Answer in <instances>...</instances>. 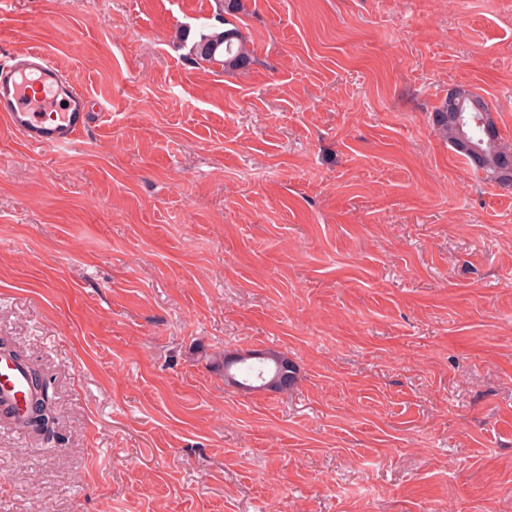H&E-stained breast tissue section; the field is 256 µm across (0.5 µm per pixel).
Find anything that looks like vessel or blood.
Masks as SVG:
<instances>
[{"label": "vessel or blood", "instance_id": "1", "mask_svg": "<svg viewBox=\"0 0 512 512\" xmlns=\"http://www.w3.org/2000/svg\"><path fill=\"white\" fill-rule=\"evenodd\" d=\"M63 108H56V101ZM95 115L91 100L40 48L0 68V118L36 148L72 145ZM33 388L27 368L0 353V405L23 410Z\"/></svg>", "mask_w": 512, "mask_h": 512}]
</instances>
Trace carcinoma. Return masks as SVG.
Instances as JSON below:
<instances>
[{
	"label": "carcinoma",
	"mask_w": 512,
	"mask_h": 512,
	"mask_svg": "<svg viewBox=\"0 0 512 512\" xmlns=\"http://www.w3.org/2000/svg\"><path fill=\"white\" fill-rule=\"evenodd\" d=\"M219 22L225 28L202 27L194 33L189 27L180 30L182 42L192 40V60L219 65L224 70L247 67L251 57L239 29L229 26L224 17L219 18ZM455 97L461 105L460 111L442 105L435 117L438 129L474 169L485 172L487 177L501 185H511L512 176L504 178L502 168L506 161L512 160V149L498 144L496 126L488 105L483 98L466 90L456 91ZM250 360L251 357L246 355H227L224 357V372L239 384L253 389L259 386L286 393L295 385V378L286 376V373L294 374L296 368L292 362L285 361V355L268 352L257 365Z\"/></svg>",
	"instance_id": "1"
}]
</instances>
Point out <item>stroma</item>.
<instances>
[{"label":"stroma","mask_w":512,"mask_h":512,"mask_svg":"<svg viewBox=\"0 0 512 512\" xmlns=\"http://www.w3.org/2000/svg\"><path fill=\"white\" fill-rule=\"evenodd\" d=\"M251 63L190 60L219 0H0L103 103L64 148L0 121V339L50 439L0 418V512H512V0H241ZM275 350L292 390L225 355ZM461 90L455 91L460 112L448 108V103L436 112L438 129L474 169L501 185L511 186L512 175L508 182L502 175L504 163L512 161L511 147L498 144L496 126L483 98ZM286 356L279 352L264 353L263 359H258L260 365L248 363L253 359L245 355L224 356V377L229 374L241 384L240 388L246 389L245 384L251 389L264 388L267 390L285 393L295 385V378L290 373L296 374V368L292 362L283 361ZM284 371H288V383L284 382L287 377ZM238 377L240 379H238ZM259 382V385H254Z\"/></svg>","instance_id":"stroma-1"}]
</instances>
